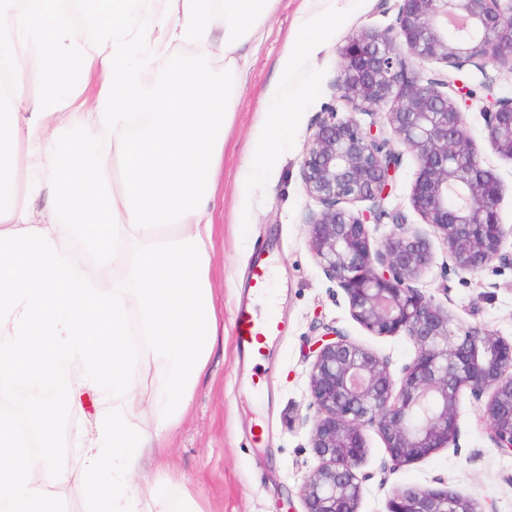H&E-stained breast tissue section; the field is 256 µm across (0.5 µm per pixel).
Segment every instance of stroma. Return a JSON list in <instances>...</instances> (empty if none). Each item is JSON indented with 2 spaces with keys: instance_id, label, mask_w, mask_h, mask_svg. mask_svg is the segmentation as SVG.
Listing matches in <instances>:
<instances>
[{
  "instance_id": "obj_1",
  "label": "stroma",
  "mask_w": 512,
  "mask_h": 512,
  "mask_svg": "<svg viewBox=\"0 0 512 512\" xmlns=\"http://www.w3.org/2000/svg\"><path fill=\"white\" fill-rule=\"evenodd\" d=\"M400 4L358 0L344 20H325L319 34L326 48L309 61L296 54L291 39L302 0H280L255 50L228 125L212 207L210 281L223 332L160 461L141 463L143 476L163 487L183 484L205 512H304L301 487L319 464L311 447L310 349L326 327L341 330L386 359L395 375L415 355L408 336H375L351 318L345 291L323 273L309 250L305 217L316 203L301 178L305 145L324 109L334 104L340 115L350 113L334 99L340 75L337 47L360 32L393 27ZM288 58L293 67L291 85L285 88L279 74ZM458 77L476 93L465 109L466 127L484 166L502 183L499 212L511 228L512 161L493 150L481 108L488 96L512 95V69L468 66ZM487 79L492 82L488 88L483 85ZM286 89L296 95L298 105L287 114L289 137L280 139L261 124L260 116ZM254 146L268 150L275 163L262 182L243 193L239 187ZM415 173L412 154L404 153L386 201L388 210L400 212L429 239L433 259L415 288L448 308L456 325L511 338L512 269L493 263L475 274L455 272L441 239L412 207ZM257 256L271 264L273 297L268 307L286 330L251 358L237 350L233 329L234 312L249 295V265ZM459 412L456 446L396 471L386 468L389 458L377 431L366 428L367 455L361 469L373 478L362 488L358 512H385L393 489L429 486L436 480L442 488L477 500L484 512H512V455L495 448L469 394H462ZM96 413L91 396L81 406L60 411L57 439L71 474L58 498L60 512H96L75 479L83 452L80 432Z\"/></svg>"
}]
</instances>
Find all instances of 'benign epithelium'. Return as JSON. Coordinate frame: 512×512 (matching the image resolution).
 <instances>
[{
  "label": "benign epithelium",
  "mask_w": 512,
  "mask_h": 512,
  "mask_svg": "<svg viewBox=\"0 0 512 512\" xmlns=\"http://www.w3.org/2000/svg\"><path fill=\"white\" fill-rule=\"evenodd\" d=\"M337 53L335 87L353 115L340 118L331 106L311 129L301 176L319 209L305 219L309 245L346 292L351 318L375 336L405 334L415 356L395 378L387 361L336 329L315 342L309 391L319 465L301 490L304 512H358L371 478L358 470L367 426L380 435L392 470L456 444L465 389L495 447L512 454V340L461 330L412 286L432 253L401 216L397 231L374 243L369 224L385 214L401 153L355 118L388 107L387 124L418 165L413 209L442 239L456 271L476 273L493 262L512 268L498 211L502 184L465 129L466 93L452 75L428 77L409 64L512 69V0H402L396 33L362 32ZM483 117L493 149L512 160V96L492 100ZM386 512L484 510L449 490L408 487L391 494Z\"/></svg>",
  "instance_id": "1"
}]
</instances>
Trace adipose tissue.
Segmentation results:
<instances>
[{
  "label": "adipose tissue",
  "mask_w": 512,
  "mask_h": 512,
  "mask_svg": "<svg viewBox=\"0 0 512 512\" xmlns=\"http://www.w3.org/2000/svg\"><path fill=\"white\" fill-rule=\"evenodd\" d=\"M279 2L0 0V512H58L67 475L51 425L87 390L99 408L82 473H111L110 512H204L184 488L170 496L130 478L187 413L215 346V180ZM183 44L199 48L195 66L144 98L153 53ZM61 356L82 366L68 391L15 406Z\"/></svg>",
  "instance_id": "ef3b65f1"
}]
</instances>
